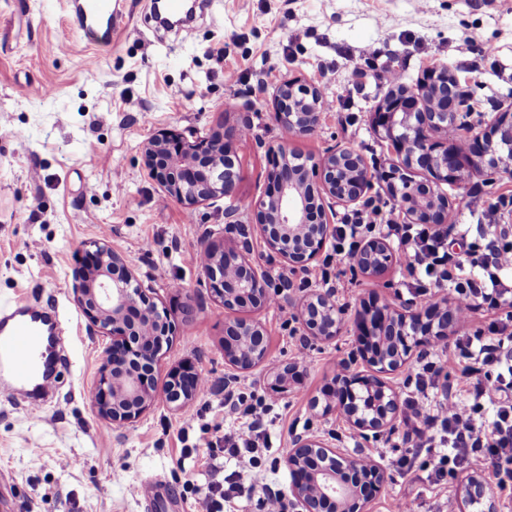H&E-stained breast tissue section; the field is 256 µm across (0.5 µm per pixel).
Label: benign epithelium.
I'll return each instance as SVG.
<instances>
[{"label": "benign epithelium", "instance_id": "7a95c632", "mask_svg": "<svg viewBox=\"0 0 512 512\" xmlns=\"http://www.w3.org/2000/svg\"><path fill=\"white\" fill-rule=\"evenodd\" d=\"M464 92L444 65L429 70L421 92L391 87L371 114L372 125L390 141L402 163L372 174L363 158L345 148L323 155L303 154L286 144L271 149L273 163L267 173L269 193L253 205V224H241L234 210L225 212L233 245L224 248L200 243L205 261L201 266L210 293L224 305V364L229 376L263 371L262 383L284 393L288 381L298 375L295 363L268 367V344L262 325L239 316L248 302L254 309L267 306V276L251 261L254 234L269 250L281 256L291 270H305L323 251L331 224L326 208L358 203L376 177L399 198L409 224H445L452 202L442 186L459 185L466 179L459 138L448 132L462 129ZM276 116L292 136L311 134L321 112L317 87L289 79L274 97ZM472 165L488 174H512V108L491 118L488 131L469 137ZM227 150L224 136L187 142L174 131L152 138L144 148L149 175L162 188L164 198L195 207L220 194L234 195L238 174L222 165ZM428 173L423 181L409 172ZM396 262L390 244L376 238L356 257L369 278L383 276ZM75 302L88 321L110 338L105 359L93 384L91 402L96 413L115 425L138 419L152 404L163 348L174 336L165 309L146 292L133 269L100 239L86 250L83 263L74 270ZM305 342L333 341L346 330L335 292H313L298 307ZM455 304L444 297L431 311L396 309L387 303L363 311L357 328L390 347V352L365 343L359 350L368 370L347 366L333 375L325 399L316 396L310 406L322 413L336 412L360 436L394 429L400 411L399 397L386 376L399 371L410 356L454 334ZM200 374L191 365L168 372L165 397L180 410L199 391ZM292 474L289 502L293 512H327L329 506L347 504L348 512H366L387 480L378 463L335 447L320 436L297 435L286 459ZM459 507L476 512H498L499 504L482 476L461 478Z\"/></svg>", "mask_w": 512, "mask_h": 512}]
</instances>
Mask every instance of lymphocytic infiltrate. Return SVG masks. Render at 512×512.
Instances as JSON below:
<instances>
[{"label":"lymphocytic infiltrate","instance_id":"f902f5d3","mask_svg":"<svg viewBox=\"0 0 512 512\" xmlns=\"http://www.w3.org/2000/svg\"><path fill=\"white\" fill-rule=\"evenodd\" d=\"M490 213L489 222L478 225L476 237L457 253L448 247L447 225L405 223L394 204L369 198L335 225L332 257L337 267L350 265L362 242L381 229L399 242L400 264L416 297L432 304L443 285L451 286L460 318L456 339L451 344L437 342L432 357L422 358L408 378L411 389L403 401V422L410 450L398 464L412 467L424 448H451V455L440 456L433 468L440 482L480 452L493 459L497 485L503 488L512 484V278L505 276L512 271V232L497 218L512 214V193L500 195ZM482 307L499 314L489 336L473 324L474 313ZM475 363L484 369L482 378L457 389L439 388L444 372L458 368L467 374ZM224 403L245 425L218 439L215 447L218 453L247 461L249 471H234L213 483L202 512H222L224 499L253 493L259 512H288L285 496L264 486L270 407L244 387L227 391ZM486 404L494 408L495 418L482 426L475 416Z\"/></svg>","mask_w":512,"mask_h":512}]
</instances>
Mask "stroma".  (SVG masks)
I'll list each match as a JSON object with an SVG mask.
<instances>
[{
    "label": "stroma",
    "mask_w": 512,
    "mask_h": 512,
    "mask_svg": "<svg viewBox=\"0 0 512 512\" xmlns=\"http://www.w3.org/2000/svg\"><path fill=\"white\" fill-rule=\"evenodd\" d=\"M125 6L121 31L100 49L92 75L90 48L69 29L64 0H0V306L57 305L70 360L57 397L42 410L0 394V512H198L211 481L208 443L242 421L224 407V307L185 254L205 239L228 244L227 209L253 223L251 205L267 189L269 148L287 142L315 155L347 148L372 171L397 162L371 124L386 91L377 78L383 69L399 71L414 90L426 70L447 66L476 120L512 107V0H214L188 42L155 28L150 0ZM368 46L377 51L370 64L362 57ZM356 67L363 75L353 86L348 74ZM230 70L238 78L232 85L224 81ZM294 77L334 102L305 137L289 136L274 117L275 91ZM129 98L140 111H128ZM246 121L252 136L230 142L236 196L212 198L191 212L174 199L157 205L160 188L143 162L152 137L175 131L191 142ZM509 190L512 177L474 170L447 194L455 202L477 199L473 211L456 214L457 223L484 224L490 205ZM102 238L170 311L176 333L163 350V369L191 364L208 379L191 402L198 416L174 409L161 394L122 426L95 412L89 392L109 339L78 308L73 268L77 255ZM251 259L270 288L293 283L278 303L242 311L263 326L270 364L293 360L301 349L309 357L300 383L264 395L274 416L266 425L268 486L288 491L285 459L294 435L329 434L337 447L362 451L385 468L387 483L370 512H386L404 496L415 498L420 512H438L457 496L458 481L437 485L421 469H398L403 427L361 437L339 415L310 406L356 347L352 328L305 347L289 335L300 327V278L308 277L311 289L324 287L321 261L303 273L288 270L259 237ZM402 281L396 266L377 279L342 277L336 300L346 322L352 325L374 298L408 306ZM155 479L161 486L148 511L140 488Z\"/></svg>",
    "instance_id": "stroma-1"
}]
</instances>
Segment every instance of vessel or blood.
<instances>
[{
	"instance_id": "1",
	"label": "vessel or blood",
	"mask_w": 512,
	"mask_h": 512,
	"mask_svg": "<svg viewBox=\"0 0 512 512\" xmlns=\"http://www.w3.org/2000/svg\"><path fill=\"white\" fill-rule=\"evenodd\" d=\"M153 16L158 25L179 21V35L195 32L196 16L189 0H154ZM71 30L93 49L108 46L124 19L123 0H69ZM60 329L54 308L19 302L0 310V367L16 390L46 391L52 379L42 364L51 356L54 335Z\"/></svg>"
}]
</instances>
